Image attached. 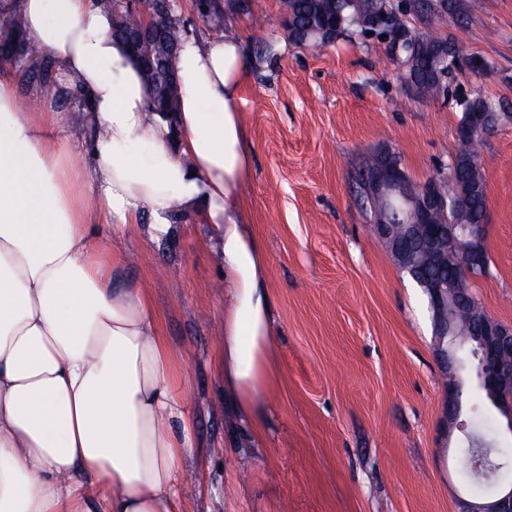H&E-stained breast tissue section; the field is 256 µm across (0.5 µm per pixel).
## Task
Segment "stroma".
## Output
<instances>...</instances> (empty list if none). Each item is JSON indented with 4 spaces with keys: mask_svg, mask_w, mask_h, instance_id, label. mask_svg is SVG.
<instances>
[{
    "mask_svg": "<svg viewBox=\"0 0 512 512\" xmlns=\"http://www.w3.org/2000/svg\"><path fill=\"white\" fill-rule=\"evenodd\" d=\"M471 17L430 18L482 75L457 71L448 99L408 95L384 45L345 39L321 48L286 43L283 0H250L225 28L248 38L255 62L239 109L253 147L241 193L266 251L278 370L263 389L267 424H243L218 368L224 279L209 251L212 228L180 218L172 237L127 241L160 329L185 369L178 389L198 444L181 468L189 512H454L493 484L464 467L469 434L512 463V429L484 394L465 388L461 431L448 421L446 375L421 289L374 236L363 201L365 160L389 151L418 184L458 149L459 95L473 86L512 113V0H480ZM0 62V76L44 112L72 100ZM490 215L489 272L471 288L512 325V120L479 147Z\"/></svg>",
    "mask_w": 512,
    "mask_h": 512,
    "instance_id": "35a3bbf8",
    "label": "stroma"
}]
</instances>
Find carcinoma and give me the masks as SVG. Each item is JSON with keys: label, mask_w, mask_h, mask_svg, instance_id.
Returning a JSON list of instances; mask_svg holds the SVG:
<instances>
[{"label": "carcinoma", "mask_w": 512, "mask_h": 512, "mask_svg": "<svg viewBox=\"0 0 512 512\" xmlns=\"http://www.w3.org/2000/svg\"><path fill=\"white\" fill-rule=\"evenodd\" d=\"M112 11L113 33L122 41L140 33L141 18L131 11L118 9L113 0H100ZM420 5L421 14L444 11L448 14L462 15L475 10L473 4L466 6L461 0H433L422 4L420 0H409ZM377 6L384 7V0H288V10L292 13V24L286 40L294 45L322 47L321 37L311 31L312 24L319 26L332 19L338 21L336 37L362 32L369 25V10ZM194 8L202 21L212 26L224 25V16L212 8L211 3L200 2ZM152 12L156 25L155 39L141 38L129 45L136 58L142 76L151 89L150 109L153 112H175L178 109L179 89L175 79L168 71L166 62L176 58L183 39L189 36L187 25L173 13L169 0H153ZM0 15L5 22V32L0 37V60L5 62L32 61L42 68L41 77L48 82L51 79L50 64L45 61L40 50L28 42L24 35L25 0H0ZM441 39L420 29L415 31L413 48L402 50L401 58L413 63L416 75L415 97L427 100L439 93L444 83H453L454 71H448L447 81L432 75V69L438 67L435 49ZM462 118L460 125L472 122L477 112H498L500 104L482 92L460 102ZM68 121L78 127L91 126V108L86 100L68 116ZM482 142L478 138L470 146L455 154L454 166L448 168V179L441 181L440 189L444 196L455 202L450 212L451 220L456 224H480L487 210V180L483 172L477 147Z\"/></svg>", "instance_id": "1"}]
</instances>
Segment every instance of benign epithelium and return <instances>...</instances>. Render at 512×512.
<instances>
[{
  "instance_id": "1",
  "label": "benign epithelium",
  "mask_w": 512,
  "mask_h": 512,
  "mask_svg": "<svg viewBox=\"0 0 512 512\" xmlns=\"http://www.w3.org/2000/svg\"><path fill=\"white\" fill-rule=\"evenodd\" d=\"M117 6L140 13L143 29L153 30L152 12L145 8L146 0H116ZM411 26L396 28L387 35L393 58L411 38ZM498 123L480 122L472 129L458 133L461 146L470 144L473 134H489ZM439 177L411 187L405 171L394 154H378L366 165V194L381 206L373 214V230L399 267L408 272L425 295L433 315V336L436 354L441 359L448 380V421H459V428L468 424L459 419L462 408L463 383L453 357L456 346L467 342L475 349L474 382L481 386L494 404L512 416V326H507L480 306L472 290L467 288L487 271L485 258L488 224L448 223V198L438 193ZM402 194L406 219L399 222L389 212L393 196ZM449 257L458 264V277L451 284L442 279H420L415 276V264L437 262ZM468 299L471 323L461 326L463 299ZM471 469L478 475L493 470L491 452L480 448L472 458ZM456 512H512V486L498 492L491 500L474 502L458 498Z\"/></svg>"
}]
</instances>
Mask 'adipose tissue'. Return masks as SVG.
Listing matches in <instances>:
<instances>
[{
  "instance_id": "ef3b65f1",
  "label": "adipose tissue",
  "mask_w": 512,
  "mask_h": 512,
  "mask_svg": "<svg viewBox=\"0 0 512 512\" xmlns=\"http://www.w3.org/2000/svg\"><path fill=\"white\" fill-rule=\"evenodd\" d=\"M27 38L92 97L76 136L0 77V512H186L196 446L182 373L114 237L212 225L229 305L219 368L259 424L276 370L264 249L240 195L252 145L238 109L245 38L188 37L177 111L153 112L141 71L96 0H26Z\"/></svg>"
}]
</instances>
